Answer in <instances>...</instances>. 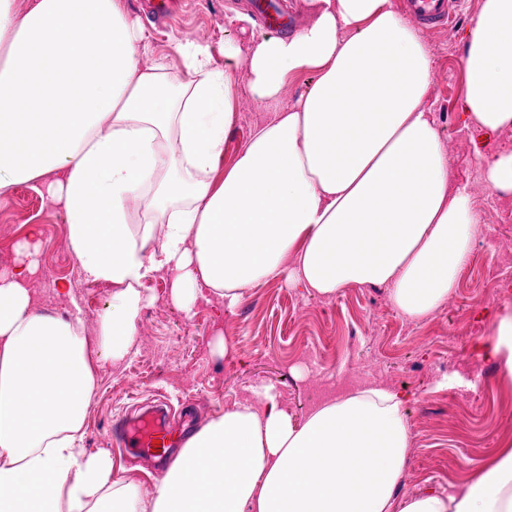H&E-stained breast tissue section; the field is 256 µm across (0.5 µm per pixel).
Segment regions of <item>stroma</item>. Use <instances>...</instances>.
<instances>
[{
  "mask_svg": "<svg viewBox=\"0 0 512 512\" xmlns=\"http://www.w3.org/2000/svg\"><path fill=\"white\" fill-rule=\"evenodd\" d=\"M479 6L480 0H465L452 28L424 34L435 72L426 105L448 154L450 181L471 191L486 235L499 240L498 250L487 251L484 238L477 239L452 300L418 320L394 309L383 287H347L321 297L273 280L246 290L235 308L212 296L188 314L173 304L166 276L146 281L153 301L139 316L133 350L121 363L100 361L84 422L85 447L110 452L115 478L136 482L147 499L160 482L147 452L132 457L120 451L112 435L116 418L135 425L158 404L167 427L195 430L249 398L251 385L259 381L275 385L282 405L298 418L333 396L346 395L343 387L332 395L324 392V381L333 378L353 377L361 387L378 383L406 394L405 409L416 432L397 490L402 498L427 489L451 491L473 463L512 438V390L501 385L494 363L477 355L506 304L493 284L499 274L512 272V196L486 188L480 163L481 157L512 151V128L485 137L466 126L461 113L462 39ZM144 25L154 58L168 63L173 74L181 72L176 44L197 39L202 31L208 35L212 67L233 71L239 106L224 144V167L257 127L291 107L317 79L310 71L295 73L275 99L255 95L244 61L268 31L231 0H196L163 30L149 19ZM228 39L238 49L233 60L224 55ZM32 224L41 229L40 266L29 283L36 305L64 317L79 313L85 337L96 342L99 315L111 294L105 283L81 275L68 246L64 212L26 184L0 203V269L14 266L16 245ZM68 280L75 284L72 296L57 295L56 283ZM219 335L233 340L221 357L213 352ZM309 353L324 357V370L307 363ZM445 358L455 363L461 384L442 386L436 366ZM474 376L485 380L483 398H472L464 384Z\"/></svg>",
  "mask_w": 512,
  "mask_h": 512,
  "instance_id": "stroma-1",
  "label": "stroma"
}]
</instances>
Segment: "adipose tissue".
I'll return each instance as SVG.
<instances>
[{"mask_svg": "<svg viewBox=\"0 0 512 512\" xmlns=\"http://www.w3.org/2000/svg\"><path fill=\"white\" fill-rule=\"evenodd\" d=\"M316 18L262 38L246 59L258 97L287 76L317 80L224 154L235 77L207 43H178L182 81L142 66L151 47L126 0H0V202L21 183L61 205L85 277L113 287L97 347L129 354L150 304L141 286L170 278L191 311L210 293L237 306L283 279L335 296L384 286L393 307L429 316L452 296L483 228L425 106L432 58L392 0H308ZM95 27L96 38L86 36ZM465 122L512 128V0H480L462 46ZM138 209H131V202ZM24 260L0 271V512H512V441L457 489L398 498L413 435L404 397L372 385L295 420L274 387L197 429L155 496L112 477L111 454L83 445L96 390L79 319L38 310ZM482 357L512 384V307Z\"/></svg>", "mask_w": 512, "mask_h": 512, "instance_id": "adipose-tissue-1", "label": "adipose tissue"}]
</instances>
